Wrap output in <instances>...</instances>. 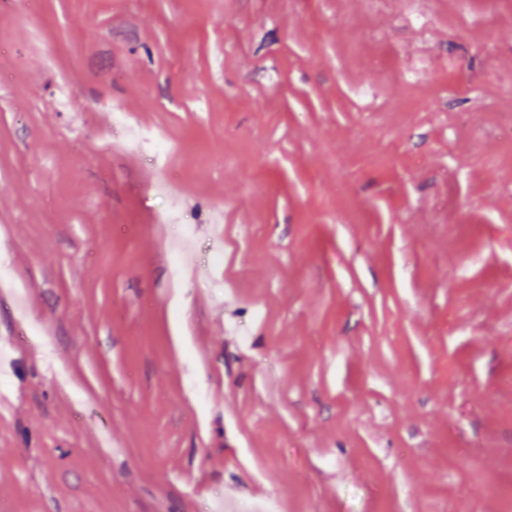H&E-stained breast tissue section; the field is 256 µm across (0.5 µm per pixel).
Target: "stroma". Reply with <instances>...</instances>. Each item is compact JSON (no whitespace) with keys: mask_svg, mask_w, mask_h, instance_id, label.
<instances>
[{"mask_svg":"<svg viewBox=\"0 0 512 512\" xmlns=\"http://www.w3.org/2000/svg\"><path fill=\"white\" fill-rule=\"evenodd\" d=\"M0 267L7 512H512V0H0ZM113 123L124 132L132 133L140 143L146 144L156 165L159 167L164 166L168 144L162 138L157 136L152 130L133 129L125 112L115 110V112H113Z\"/></svg>","mask_w":512,"mask_h":512,"instance_id":"stroma-1","label":"stroma"}]
</instances>
